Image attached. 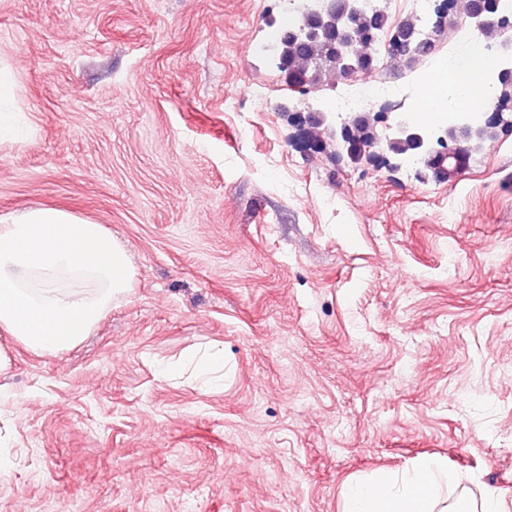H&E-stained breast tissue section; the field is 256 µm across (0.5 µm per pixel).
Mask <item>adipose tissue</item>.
Instances as JSON below:
<instances>
[{"instance_id": "1", "label": "adipose tissue", "mask_w": 512, "mask_h": 512, "mask_svg": "<svg viewBox=\"0 0 512 512\" xmlns=\"http://www.w3.org/2000/svg\"><path fill=\"white\" fill-rule=\"evenodd\" d=\"M491 67L473 49L443 61L442 77L423 92L426 117L445 120L461 104L490 108ZM134 277L126 249L103 225L55 207L0 219V334L30 349L55 352L79 342ZM448 480L440 462H416L402 477L352 487L344 512H436L435 493Z\"/></svg>"}]
</instances>
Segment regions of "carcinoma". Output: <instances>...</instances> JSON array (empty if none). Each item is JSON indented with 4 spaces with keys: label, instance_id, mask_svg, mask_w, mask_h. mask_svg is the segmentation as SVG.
<instances>
[{
    "label": "carcinoma",
    "instance_id": "obj_1",
    "mask_svg": "<svg viewBox=\"0 0 512 512\" xmlns=\"http://www.w3.org/2000/svg\"><path fill=\"white\" fill-rule=\"evenodd\" d=\"M303 2L299 22H309L314 32L309 36L299 34L296 25L285 29L271 56V62L288 74L301 93L307 86L328 84L334 74L348 66L357 74L376 69L379 59L371 51L370 33L376 37L385 34L402 44V48L390 52V58L402 60L410 67L432 56L441 39L459 29L458 20L448 12H433L425 22L426 32L418 33L416 26L407 20L393 23L375 0H335L331 10L325 8L324 0ZM482 2L470 0V19L486 45L498 51L507 42L501 38V28L507 18L498 6L479 15ZM310 127L326 130L329 141L340 145L356 163L373 161L377 158L376 150L381 149L393 160L415 159L418 177L450 182L470 164L476 149L495 138L498 129L512 130V113L507 123L490 124L465 142L457 141L456 116L453 115L447 122L435 126V145L425 149L406 135L386 134L379 112H363L348 126L339 127L331 114L315 109ZM450 153L454 154L451 161L448 160Z\"/></svg>",
    "mask_w": 512,
    "mask_h": 512
}]
</instances>
